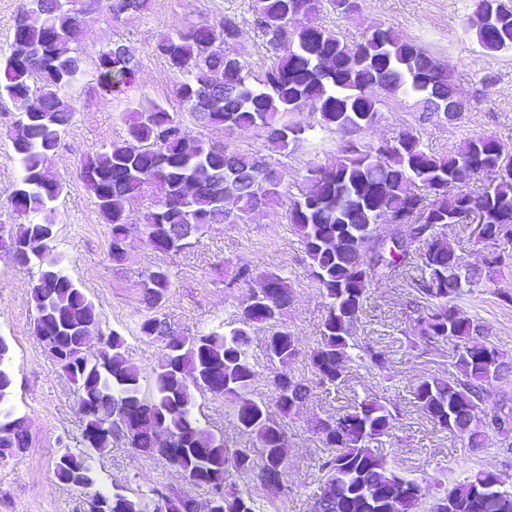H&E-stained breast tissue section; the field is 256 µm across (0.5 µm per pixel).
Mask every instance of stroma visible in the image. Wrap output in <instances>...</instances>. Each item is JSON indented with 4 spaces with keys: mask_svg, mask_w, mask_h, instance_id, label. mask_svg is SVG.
Segmentation results:
<instances>
[{
    "mask_svg": "<svg viewBox=\"0 0 512 512\" xmlns=\"http://www.w3.org/2000/svg\"><path fill=\"white\" fill-rule=\"evenodd\" d=\"M475 2L352 0V8L344 12L331 0H321L318 10L307 15V22L340 32L347 43L361 41L374 27H390L436 54L452 70L465 110L451 120L444 113L426 111L417 98L401 94L384 99L376 122L359 132L322 127L316 114L291 112L286 122L304 127L305 132L300 141L277 152L264 131L197 125L177 95L182 74L155 50L160 34L230 16L240 30L231 45L233 53L249 72L261 74L271 57L253 21V0H151L148 11L129 12L117 20L98 5L86 14L72 39L73 47L85 53L87 73L68 91L74 116L48 168L63 186L56 202L54 251L92 300L99 317L101 332L90 337L88 351H98L101 334L119 333L128 358L140 370L143 391L151 390L164 358V344L141 338L138 326L148 313L142 278L157 268L167 270L170 281L159 313L175 332L189 336L234 326L250 292L249 286L232 281L238 267H249L258 276L279 274L290 285L283 323L295 336L299 353L287 370L307 379L311 392L295 414L279 420L287 442L281 487L271 489L241 476L235 479L240 490L251 492L257 512H312L323 477L319 464L330 453L317 423L342 415L370 396L385 403L394 415L389 435L381 437L377 446L397 470L419 483L423 505L432 504L477 470L494 473L500 490L512 495V444L491 434L482 447H468L465 439L437 428L413 398L423 378H447L454 356L452 343L424 339L414 329L418 302L410 283L418 277V269H397L369 289L353 329L357 357L347 362L344 382L337 387L319 384L309 357L320 340L326 301L309 273L304 246L286 219L289 201L299 195L309 169L335 166L351 146L364 150L410 132L428 150L447 156L467 137L481 134L512 151V51L486 53L467 32L466 20ZM113 42L126 46L137 73L119 96L108 101L97 81L95 60L97 51ZM149 103L179 115L190 137L240 153L265 155L284 172L286 188L278 202L246 222L212 225L177 252L154 250L141 231H133L123 262L116 264L109 256L111 227L101 219L96 200L77 170L85 157L127 140L132 110ZM13 112L10 104H0V225L7 228L21 222L11 204L20 177L12 160ZM36 279V268L20 265L0 251V336L11 345L14 405L27 420L29 441L24 453L0 462V512H81L85 490L65 485L55 473L64 449L84 445L77 392L33 332L31 291ZM456 306L462 316L483 326L484 342L503 353L509 370L493 383L490 399L512 407V258L505 259L493 281H482L457 299ZM268 334V327L254 326L248 348L256 362L254 394L264 398L272 395L270 380L275 370L266 358ZM369 346L386 351V369L363 359ZM191 395L201 423L222 434L228 447L254 446V438L239 430L234 410L224 398L196 388ZM96 469L98 486L104 491L118 487L136 497L150 495L156 488H173L200 505L208 498L161 457L142 455L120 440L98 458Z\"/></svg>",
    "mask_w": 512,
    "mask_h": 512,
    "instance_id": "1",
    "label": "stroma"
}]
</instances>
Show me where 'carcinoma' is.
<instances>
[{
  "label": "carcinoma",
  "instance_id": "cac0c4a2",
  "mask_svg": "<svg viewBox=\"0 0 512 512\" xmlns=\"http://www.w3.org/2000/svg\"><path fill=\"white\" fill-rule=\"evenodd\" d=\"M478 2L482 6L468 18L467 30L487 53L512 51V0ZM149 4L105 0L114 19L128 11L144 12ZM311 10V0H254V24L272 55L270 66L256 77L236 54L221 48L239 36L231 18L160 37L156 51L185 76L178 88L185 112L201 127L261 129L272 146L285 149L305 131L283 121L290 112L307 109L319 115L322 126L357 132L376 122L384 97L414 96L431 112L443 110L454 91L452 74L419 43L390 27H376L350 45L335 30L302 23ZM83 21L84 10L75 8L74 0H22L11 52L0 55V103H11L20 115L11 131L12 160L21 171L12 204L25 216L7 234L16 261L39 270L32 295L35 336L76 386L77 404L86 406L80 411L83 437L90 439L93 456L104 455L120 439L143 454L158 455L156 437L166 432L180 449L174 463L193 486L224 495V512H255L254 499L228 482L230 472L261 485L280 479L284 459L278 438L284 432L272 429L270 407L287 417L310 394L306 380L285 371L290 392L266 399L254 397L252 390L256 369L247 349L252 325L268 324L280 336L266 345L269 361L286 366L298 352L295 337L281 322L291 298L288 281L273 273L262 277L279 300L277 315L264 303H244L230 330L181 336L155 313L169 288L168 273L150 271L142 289L154 313L139 323V334L146 340L162 339L165 360L147 396L120 334L104 337L99 360L86 354V336L99 330L95 307L64 272L52 241L44 240V233L54 230V203L62 192L44 162L61 144L73 117L65 93L75 83L72 72L83 64V54L72 47L69 34ZM97 60V80L107 96L136 75L122 44L98 52ZM128 137L130 141L86 158L79 171L97 199L101 218L111 225L109 255L116 264L123 262L127 240L137 228L124 206L128 199L155 198L143 234L160 249L173 224L194 221L201 235L212 224L243 222L281 196L284 173L265 158L189 137L182 120L160 104L135 111ZM465 165L470 175L495 174L494 187L476 199L485 230L497 237L502 228L512 227V154L496 139L478 134L450 156L428 151L410 132L365 151L351 149L336 166L315 168L317 174L308 176L300 195L291 199L287 219L301 238L310 273L327 304L320 342L310 354L319 383L336 387L344 381L354 323L368 289L393 269L415 262L421 275L413 288L427 302L415 326L422 336L453 343L458 375L422 379L414 399L437 428L479 448L489 431L504 440L512 437V411L488 405L492 380L505 368L503 354L477 342L482 328L460 317L455 306L465 289L493 275L483 278L464 265L440 232L474 199L466 191L448 195V186L463 180ZM383 223L391 225L385 235L375 231ZM10 361V344L0 336V457L6 458L28 447L12 403ZM189 378L235 401L237 426L256 438L259 447H224V437L196 417ZM124 404L141 408V423L132 432L117 428ZM393 421L386 404L364 399L338 418V437H323L333 453L320 463L324 475L315 500L328 503L329 512H384L388 501L398 505V512H419L421 495L411 491L416 482L392 470L371 448ZM56 475L80 488L96 483L93 462L82 451L60 455ZM497 484L493 473L477 471L437 497L426 512H512V497ZM155 494L161 502L151 504L147 497L120 491L112 499V512H145L148 506L153 512H194L193 499L179 491Z\"/></svg>",
  "mask_w": 512,
  "mask_h": 512
}]
</instances>
